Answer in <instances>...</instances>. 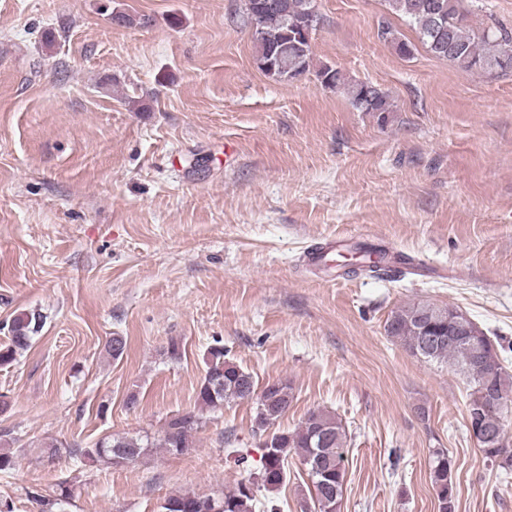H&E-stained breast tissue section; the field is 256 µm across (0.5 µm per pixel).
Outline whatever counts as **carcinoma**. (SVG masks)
<instances>
[{
	"instance_id": "obj_1",
	"label": "carcinoma",
	"mask_w": 512,
	"mask_h": 512,
	"mask_svg": "<svg viewBox=\"0 0 512 512\" xmlns=\"http://www.w3.org/2000/svg\"><path fill=\"white\" fill-rule=\"evenodd\" d=\"M254 37L257 61L265 60L271 50L280 53V68L270 74L289 80V73L300 68L311 72L312 49L298 53L294 45L295 26L308 14L313 0H262ZM391 11L405 17L418 39L434 57L446 59L464 71L489 75L501 72L499 61L505 48H512V30L500 23L468 24V10L463 0H387ZM326 88L343 90L351 105L360 112H391L392 104L376 86L363 81H349L336 68L323 66L314 71ZM354 252L362 261L353 265L336 264V274L377 273L391 260L386 249L374 244H356L348 248L336 245V253ZM453 307L418 303L391 313L386 322L388 336L412 354L428 361L450 364L464 377L468 386L467 418L476 423L477 445L486 461L512 470V447L502 434L501 412L493 396L512 393V376L499 362L497 344L476 323L465 317V326L455 325V335H448V322L454 320ZM43 327V316L21 312L9 324V341L0 344V366L12 364L25 351ZM257 389L253 376L226 360L224 347H211L205 358V375L197 390L199 410L216 411L224 405L245 400L246 391ZM265 398L262 412L270 423L282 418L291 407L292 387L282 381L267 382L262 387ZM201 424L195 412L175 415L167 420L154 444L148 434L106 436L90 448H75L71 454L92 462L133 465L151 446L170 454H180L192 447L193 432ZM347 432L335 416L320 410L308 411L300 425L291 432L272 434L271 443H263L262 468L250 481L256 490L246 492L243 483L222 493L224 512H280L272 501L258 498V489H275L288 480L289 457L296 454L309 478L314 512H340L345 483ZM430 478L439 512H455L456 488L452 480V461L448 451L433 453ZM211 496L193 491L177 492L160 505L161 512H205Z\"/></svg>"
}]
</instances>
